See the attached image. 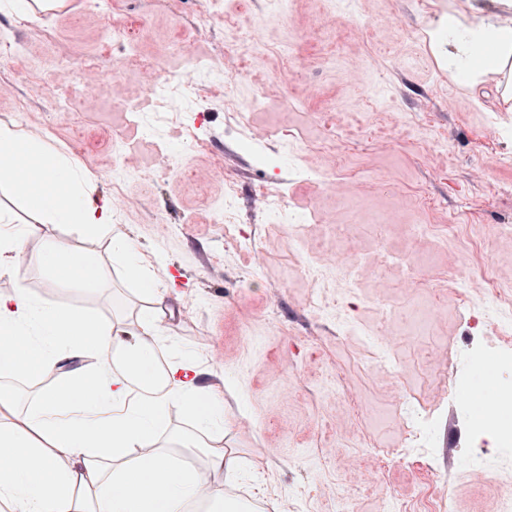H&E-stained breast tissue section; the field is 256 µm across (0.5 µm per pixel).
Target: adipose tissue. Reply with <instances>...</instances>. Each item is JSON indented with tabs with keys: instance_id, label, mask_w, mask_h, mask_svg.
<instances>
[{
	"instance_id": "ef3b65f1",
	"label": "adipose tissue",
	"mask_w": 512,
	"mask_h": 512,
	"mask_svg": "<svg viewBox=\"0 0 512 512\" xmlns=\"http://www.w3.org/2000/svg\"><path fill=\"white\" fill-rule=\"evenodd\" d=\"M496 3V13L487 15L471 0L470 16L449 10L427 32L431 42L447 45L448 67L465 85L512 60V0ZM0 191L23 198L40 223L111 231V203L93 197L74 158L2 126ZM25 239L11 212L0 209V275L14 282L12 293L0 294V377H61L21 416L14 394L0 387V459L10 462L0 469V505L7 512H186L198 497L192 467L162 452L160 437L171 408H181L192 429L177 434L178 446L201 449L212 475L223 476L236 457L200 440L223 424V400L199 386L201 370L190 355L171 356L156 370L163 329L152 314L132 324L122 315L105 322L83 309L43 306L25 288L15 258ZM112 251L139 273L147 297L162 293L130 239L113 234ZM39 258L65 287L90 290L103 276L99 255L58 238L43 240ZM104 346L113 359L63 371L64 350L95 353Z\"/></svg>"
}]
</instances>
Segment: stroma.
<instances>
[{"mask_svg":"<svg viewBox=\"0 0 512 512\" xmlns=\"http://www.w3.org/2000/svg\"><path fill=\"white\" fill-rule=\"evenodd\" d=\"M452 6L467 10L468 0H287L282 10L274 0H221L203 31L192 19L209 0H116L105 12L66 0L34 22L0 13V126L79 160L96 199L119 201L118 230L173 278L147 303L113 260L109 237L36 223L20 199L0 193L28 231L26 287L45 305L103 320L120 303L134 314L151 308L167 350L193 354L201 384L223 397L224 448L261 466L258 479L217 482L195 455L199 480L245 494L254 512H336L341 494L353 512H386L390 500L424 492L440 512H495L512 486V447H489L468 400L446 392L449 379L475 373L472 338L493 334L469 321L488 295L476 277L459 303L443 284L466 244L417 231L434 214L465 215L483 243L480 264L512 285V238L499 231L512 222V193L499 190L512 184V97L502 75L467 86L449 72L426 32ZM131 19L142 23L133 52L117 35ZM247 27L271 49L261 65L231 85L191 96L180 89L187 56L212 59ZM74 91L84 111L54 112L55 97ZM127 100L140 103V124L123 112ZM241 116L250 137L235 127ZM331 125L343 136L319 149ZM186 126L205 150L181 146ZM369 129L374 143L359 151V175L339 174L351 142ZM116 136L126 142L118 159ZM230 178L258 246L249 259L202 206L222 204ZM264 187L282 189L306 216L301 245L287 225L267 223ZM47 235L101 255L103 283L53 285L37 260ZM343 260L356 262L354 277L337 274ZM309 262L317 280L305 274ZM316 294L327 313L312 309ZM350 321L362 335L345 330ZM380 353L391 371L376 367ZM410 403L429 418L424 446L378 467L371 450L401 446L399 414Z\"/></svg>","mask_w":512,"mask_h":512,"instance_id":"35a3bbf8","label":"stroma"}]
</instances>
